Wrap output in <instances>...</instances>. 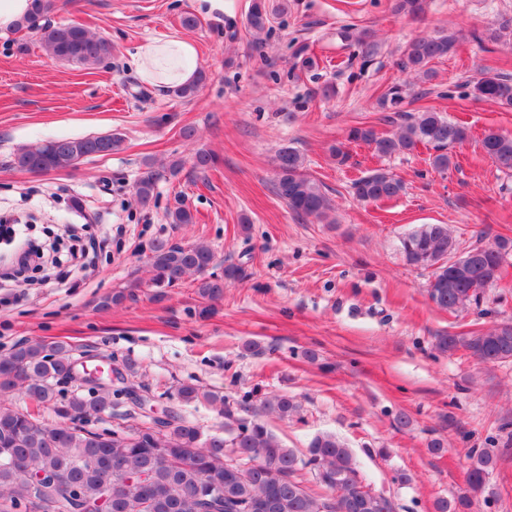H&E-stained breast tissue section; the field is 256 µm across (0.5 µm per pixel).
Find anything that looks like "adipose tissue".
<instances>
[{
  "label": "adipose tissue",
  "instance_id": "1",
  "mask_svg": "<svg viewBox=\"0 0 512 512\" xmlns=\"http://www.w3.org/2000/svg\"><path fill=\"white\" fill-rule=\"evenodd\" d=\"M134 62L142 84L165 91L195 80L197 48L190 39L172 34L141 44Z\"/></svg>",
  "mask_w": 512,
  "mask_h": 512
}]
</instances>
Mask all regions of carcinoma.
Listing matches in <instances>:
<instances>
[{"instance_id":"carcinoma-1","label":"carcinoma","mask_w":512,"mask_h":512,"mask_svg":"<svg viewBox=\"0 0 512 512\" xmlns=\"http://www.w3.org/2000/svg\"><path fill=\"white\" fill-rule=\"evenodd\" d=\"M61 5L62 0H33L31 16L18 26L37 30L44 51L58 61L85 68L110 61L111 41L77 24L52 22L51 15ZM394 9L417 17L424 11V0H395ZM247 23L253 38L260 40L270 23L267 0H251ZM341 37L355 40L364 62L377 52L376 44L362 35L344 30ZM455 45L452 35L414 39L403 50L401 68L429 78L431 64L448 57ZM405 91L406 85L394 83L379 100L382 111L401 119L396 132L380 135L370 125L356 126L349 130L347 142L368 145L381 157L430 145L434 154L429 164L441 172L448 170L454 164L452 148L467 139V128L432 110L403 111ZM471 94L512 106V79L486 71L473 84ZM122 144L119 133L40 140L20 147L12 165L30 173L58 171L86 157L108 156ZM480 146L501 172L512 175V135L487 130ZM181 166L177 160L160 169L148 166L135 185L137 201L149 204L157 182L177 175ZM275 188L298 216L324 220L332 211L323 185L305 172L304 157L294 147L284 146L276 154ZM352 189L358 201L370 203L398 197L405 186L393 173L378 168L355 179ZM167 218L171 224L194 223L193 212L182 203L169 210ZM400 251L408 265L431 270L430 300L454 313L480 304L486 288L498 279L505 256L512 252V240L499 238L472 247L459 255V265L453 268L448 262L456 253V240L448 225L422 224L401 238ZM216 265V254L205 243L155 241L149 255L155 298L163 300L167 289L196 274V291L202 300L199 315L206 316L212 303L224 298L226 283L248 276L242 263L225 265L220 275L209 273ZM130 296L132 286L116 288L100 307L119 306ZM435 348L442 354L463 352L492 365L512 361V321L490 330L441 334L435 337ZM77 361L73 346L64 341L49 346L21 343L0 358V512H72V484L79 487L84 502L96 507L108 497L97 467L109 459L122 466V471L112 474V489L118 495L112 500V512H255L256 503L264 497L273 500L271 512H394L391 500L359 478L351 450L335 435H316L300 456L268 428L269 416L299 415V403L286 394L230 400L193 383L180 384L176 389L180 403L203 402L224 417L222 435L205 433L196 421L173 409L167 411L171 417L167 430L155 432L151 420L141 419L133 405L124 415L129 424L113 426L110 437L84 426L78 429L76 422L112 410L113 402L109 390L99 391L94 398L79 391L60 396L58 384L70 378ZM15 390L22 393L25 404L1 399ZM46 410L55 414V420H45ZM494 463L492 450L473 449L466 491L437 500L435 512H472L473 498L484 490ZM305 472L311 474L315 487L306 484ZM203 481L218 489L221 497L201 498Z\"/></svg>"}]
</instances>
